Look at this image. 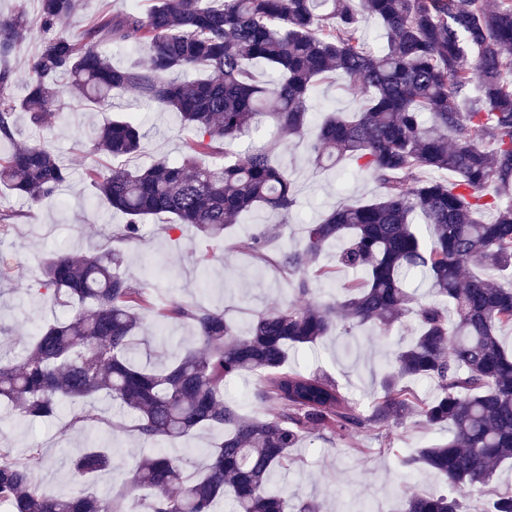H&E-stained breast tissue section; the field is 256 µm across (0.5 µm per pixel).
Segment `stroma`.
Wrapping results in <instances>:
<instances>
[{"instance_id":"35a3bbf8","label":"stroma","mask_w":512,"mask_h":512,"mask_svg":"<svg viewBox=\"0 0 512 512\" xmlns=\"http://www.w3.org/2000/svg\"><path fill=\"white\" fill-rule=\"evenodd\" d=\"M151 0H82L80 8L64 21L63 30L80 34L100 12L114 14L146 12ZM309 109L313 118L329 111L346 112L356 104L335 76L315 85ZM112 111L150 128L151 134L140 152L119 164L126 168L145 167L160 156L179 157L188 132L176 113L140 103L134 93L112 95ZM105 119L95 106L63 111L49 134L57 155L74 171L75 179L61 195L37 204L24 202L9 191L0 190V211H19L23 217L8 231H0V322L11 328L4 339L5 353L22 356L31 335L44 322L58 316L49 300L33 294L40 276V261L51 252L65 248L72 254L86 252L108 242L109 225L123 223L122 214L94 203L87 183L81 178L91 165L103 169L117 162L102 154H90L95 127ZM292 173L299 187V202L289 216L287 227H280L273 213L249 212L240 216L237 229L215 245L195 232H168L167 216L150 218L142 239L125 245V276L133 282H146L154 288L158 301L171 298L223 309L237 331H245L253 315L281 302L295 301L285 276L276 268L253 259L244 247L251 234L272 233L271 247L298 241L301 227L318 221L335 206L367 201L378 193L376 183L365 172H352L351 159L339 168L314 169L308 160L306 143L290 142L278 157ZM209 255L207 266H200L201 255ZM192 329L171 321L162 325L148 322L136 346L141 363L160 367L170 363L190 345ZM414 334L412 323L395 327L389 338L363 329L355 336H337L324 345L292 353L290 367L319 371L333 378L340 389L361 408L370 407L382 394V380L394 344L408 343ZM442 432L425 427L410 418L380 431L352 433L338 437L315 432L292 449L293 464L288 472L276 475L274 486L322 502L325 512H357L362 499H373L378 512H399L401 499L422 492H447L446 483L425 469L403 471L399 455L433 444ZM79 432L62 433L59 422H19L0 407V449L22 452L38 446L53 461L54 480L45 488L49 494H70L80 490L68 472L67 461L84 445Z\"/></svg>"}]
</instances>
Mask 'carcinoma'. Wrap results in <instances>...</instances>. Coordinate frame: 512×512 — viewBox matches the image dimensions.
<instances>
[{"mask_svg":"<svg viewBox=\"0 0 512 512\" xmlns=\"http://www.w3.org/2000/svg\"><path fill=\"white\" fill-rule=\"evenodd\" d=\"M35 16L20 9L0 20V186L31 203L57 195L71 169L50 142L20 138L16 114L48 128L63 94L104 108L128 90L179 115L190 132L179 159L159 157L134 171L86 169L95 199L127 217L109 238L131 242L153 216L168 230L193 227L212 243L231 221L265 208L288 221L298 190L288 168L272 163L287 142L303 137L312 88L331 74L349 80L358 100L331 112L308 146L316 168L342 157L378 184L369 201L345 204L302 228L300 244L267 255L264 235L248 248L288 275L302 306L284 302L257 312L245 335L224 311L170 300L154 302L147 285L120 272L114 247L78 257L47 256L39 287L61 309L41 325L18 359L0 355V406L20 421L62 419L63 431L124 429L102 401L134 420L141 443L219 438L193 472L185 459L157 450L141 455L128 481L146 489L139 512H322L310 498L268 489L290 450L314 431L345 435L416 416L448 438L400 459L455 489L405 500L403 512H466L471 490L488 488L512 460V350L499 332L512 328V0H154L145 13L103 11L78 36L58 30L80 0H38ZM382 21L386 43L367 47L360 19ZM39 25L45 38L24 72L7 61ZM111 41L145 47L147 64L116 66L100 50ZM261 62L278 73L273 90L255 77ZM201 71L192 81L178 72ZM70 78L67 91L57 78ZM25 85L18 99L12 88ZM477 88L480 97L471 96ZM267 116L278 138L234 149ZM147 132L122 116L97 127L92 151L113 159L140 152ZM201 156L209 158L200 164ZM432 229L425 241L418 219ZM344 240L338 266L359 273L327 302L315 295L331 271L317 264L325 246ZM478 266L485 276L471 273ZM416 273L430 282L422 302L406 288ZM153 316L191 325L199 343L165 369L138 365L131 345ZM412 319L415 340L393 350L384 394L367 413L317 372L287 368L288 348L314 346L342 329L371 327L387 337ZM256 375L254 398L264 416L242 415L224 402V383ZM427 381L419 401L402 382ZM37 446L0 449V505L8 512H126L125 494L65 496L41 491L36 470L51 466ZM110 448L86 447L69 458L74 479L112 474ZM491 512H512V488L493 493Z\"/></svg>","mask_w":512,"mask_h":512,"instance_id":"cac0c4a2","label":"carcinoma"}]
</instances>
